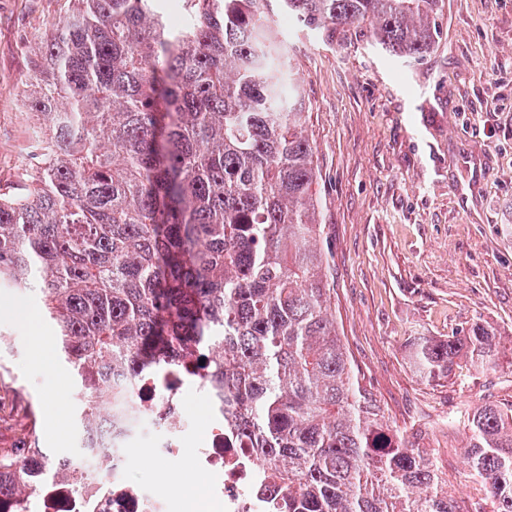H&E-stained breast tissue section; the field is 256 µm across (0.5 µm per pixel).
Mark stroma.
Returning a JSON list of instances; mask_svg holds the SVG:
<instances>
[{"label": "stroma", "mask_w": 512, "mask_h": 512, "mask_svg": "<svg viewBox=\"0 0 512 512\" xmlns=\"http://www.w3.org/2000/svg\"><path fill=\"white\" fill-rule=\"evenodd\" d=\"M67 0H0V184L31 163L22 84L31 48ZM442 36L423 60L389 58L367 29L332 37L280 26L306 101L320 220L333 254L336 326L390 428L429 449L460 512H490L464 459L461 413L512 414V0H445ZM494 328L493 370L463 363L429 384L410 339ZM0 448L36 433L63 452L73 428L50 412L67 376L28 293L0 288Z\"/></svg>", "instance_id": "35a3bbf8"}]
</instances>
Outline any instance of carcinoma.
I'll return each instance as SVG.
<instances>
[{
    "instance_id": "carcinoma-1",
    "label": "carcinoma",
    "mask_w": 512,
    "mask_h": 512,
    "mask_svg": "<svg viewBox=\"0 0 512 512\" xmlns=\"http://www.w3.org/2000/svg\"><path fill=\"white\" fill-rule=\"evenodd\" d=\"M273 0H68L31 47L34 163L0 185V288L34 297L81 397L127 403L156 356L224 387V417L273 486L272 512H459L431 453L389 433L331 313L330 253L304 97ZM288 23L369 30L425 58L443 0H279ZM497 332L415 337L428 382L497 364ZM126 374L123 388L110 379ZM466 459L512 512V415H467ZM81 476L33 439L0 448V497Z\"/></svg>"
}]
</instances>
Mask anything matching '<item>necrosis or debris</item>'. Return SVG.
I'll return each mask as SVG.
<instances>
[{
  "label": "necrosis or debris",
  "mask_w": 512,
  "mask_h": 512,
  "mask_svg": "<svg viewBox=\"0 0 512 512\" xmlns=\"http://www.w3.org/2000/svg\"><path fill=\"white\" fill-rule=\"evenodd\" d=\"M135 415L102 412L79 457L82 483L55 480L31 498L0 505V512H268L253 490L267 471L246 438L224 431V396L191 368H160L140 375L131 394ZM209 420L198 431L197 411ZM147 448L154 459L176 460L192 448L194 467L205 476L201 491L183 484L160 487L134 479V454Z\"/></svg>",
  "instance_id": "obj_1"
}]
</instances>
